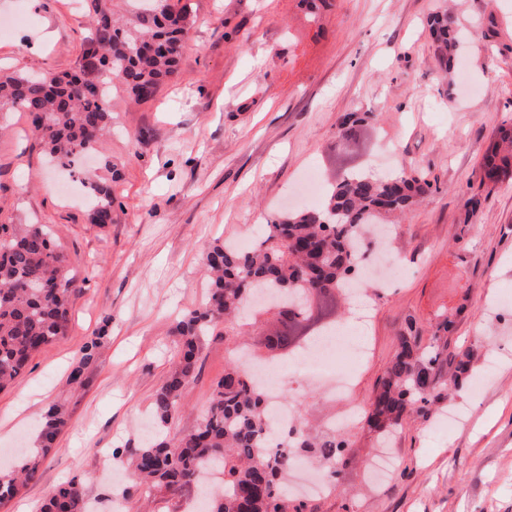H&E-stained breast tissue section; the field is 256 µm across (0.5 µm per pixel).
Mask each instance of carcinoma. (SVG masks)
<instances>
[{"label":"carcinoma","mask_w":512,"mask_h":512,"mask_svg":"<svg viewBox=\"0 0 512 512\" xmlns=\"http://www.w3.org/2000/svg\"><path fill=\"white\" fill-rule=\"evenodd\" d=\"M130 3L131 16L122 20L114 17L112 0H86L92 31L74 71L0 75V112L26 113L40 145L62 165L74 164L112 131V81H120L139 102L152 98L178 72L181 49L193 27L186 7L178 8L172 0H160L154 9L149 0ZM428 26L434 59L446 75L459 46L453 16L438 11ZM496 137L495 149L481 163L484 183L512 179L511 120L498 127ZM87 188L93 199L90 223L112 220L111 186L90 177ZM431 188L427 173L417 165L383 178L353 172L332 184L319 205L279 215L251 247L216 243L209 249L206 298L177 323L176 360L153 396L161 432L138 448L115 452L127 456L139 485L176 495L202 487L200 474L218 466L223 482L209 492L205 512H306L307 504L292 497L281 480L294 459L330 463L327 477L341 479L347 441L339 434L314 433L304 425L269 444L266 396L237 357L213 383L208 407L192 431L171 440L163 429L178 411L184 386L197 375L206 336L222 327L228 352L246 348L243 337L268 331L269 308L259 301V292L285 290L288 297L278 303L288 312H275L278 327L268 331L265 347L280 358L301 349L335 322L320 307V322L308 324L310 296L334 304L336 294L347 293L346 285L363 261L356 244L359 230L407 213ZM78 292L67 258L46 225L0 224V388L23 373L35 352L65 335L70 302ZM462 310L460 305L441 312L428 329L413 318L406 322L398 351L369 403L367 423L379 434H391L413 416L429 414L448 381L468 372L462 360L448 369V334ZM427 331L430 338L424 345L421 338ZM99 346L98 336L85 343L69 384L85 385ZM66 424L64 405L45 408L41 448L22 467L0 475V503L34 477L41 455L54 447ZM41 512H89L81 483L73 479L59 485Z\"/></svg>","instance_id":"obj_1"}]
</instances>
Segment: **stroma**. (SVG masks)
Segmentation results:
<instances>
[{"label": "stroma", "instance_id": "1", "mask_svg": "<svg viewBox=\"0 0 512 512\" xmlns=\"http://www.w3.org/2000/svg\"><path fill=\"white\" fill-rule=\"evenodd\" d=\"M74 0H0V21L28 17L0 35V74L72 70L90 33ZM450 7L468 43L441 77L427 28ZM194 20L179 71L155 96L133 104L112 85V133L88 165L112 184V220L88 221L85 188L39 147L25 113L0 115V224L49 225L77 276L65 336L33 354L0 390V469L19 467L37 446L46 406L66 404L69 421L36 475L0 512H39L60 483L80 480L98 512H182L183 496L138 491L123 499L130 469L114 449L135 448L153 428L152 399L175 358L172 330L205 298V254L215 242L245 246L281 211L317 206L322 184L351 169L383 177L414 163L433 183L401 218V271L370 303L368 353L351 399L369 402L398 349L408 318L426 324L461 307L448 355H468L454 394L465 413L442 414L382 438L365 422L347 431L337 489L311 512H512V359L473 395L490 338L512 343V180L481 183L479 163L512 118V0H189ZM496 66H488V57ZM369 112L356 141L336 136L344 114ZM482 198L467 215L463 203ZM102 336L87 385L68 374L83 345ZM224 338L207 337L201 369L182 390L166 433L193 429L224 373ZM397 459L373 484L364 466L382 449Z\"/></svg>", "mask_w": 512, "mask_h": 512}]
</instances>
